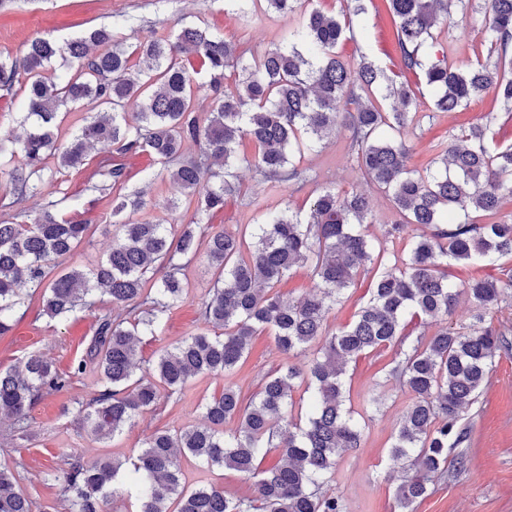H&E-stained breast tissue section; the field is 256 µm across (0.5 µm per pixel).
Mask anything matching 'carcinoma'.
I'll return each instance as SVG.
<instances>
[{"mask_svg": "<svg viewBox=\"0 0 512 512\" xmlns=\"http://www.w3.org/2000/svg\"><path fill=\"white\" fill-rule=\"evenodd\" d=\"M238 11L259 8L282 17L300 16L263 57L243 63L245 50L208 28L180 21L171 35L156 33L132 51L118 29L126 18L90 29L83 37L59 45L50 38L33 40L22 59L0 55V87L17 82L28 88L24 135L10 143L8 160L0 142V173L19 195L43 194L53 186L45 176L53 156L58 170L86 164L88 150L110 142L120 156L147 152L169 179L196 202L191 221L172 227L137 214L145 192L125 193L122 163L99 171L113 189L112 219L119 225L106 258L92 268L72 267L54 275L53 263L69 256L87 237L89 225L72 221L51 201L28 224L0 222V336L12 330V316L24 303L27 287L41 292L43 312L62 321L108 296L119 311L98 319L87 356L97 362L100 378L93 396L78 403L80 426L99 440L113 439L135 424L144 410L170 400L187 383L205 374H232L259 330L274 332L278 346L291 353L323 341L322 355L307 368L290 365L265 381L257 397L244 401L231 384L204 404L199 425L148 436L135 459L69 457L67 467L47 472L58 486L65 512H105L112 484L122 472L137 485L136 512H346L344 500L323 489L338 458L361 447L363 427L346 409L348 363L391 344H403L406 314L433 323L450 318L467 296L480 310L467 331L442 326L428 339L401 352L390 375L398 378L411 402L400 417L390 458L409 464L396 487L401 512L428 494L431 478L467 456L448 459V448L470 439L464 414L487 382L493 359L509 347L505 335L485 323L484 313L499 307L508 281L472 279L456 287L448 265L495 262L512 258V222L478 223L471 212L489 216L512 196V147L492 151L489 123L461 129L462 144L431 158L423 170L407 166L410 148L403 132L418 116L419 89L386 75L363 56L357 64L336 52L355 39L349 24L312 6L313 0H233ZM396 28L400 71L411 73L433 91L435 112H457L486 93L492 105L512 112V0H484V32L495 62H477L456 70L429 60L434 30L452 7L466 0H383ZM199 58L206 85L194 81L186 67ZM72 74L52 70L55 58ZM241 70L228 84L226 71ZM385 86L389 110L370 99ZM209 91L210 109L196 108V94ZM86 99L106 111L84 120L70 140L58 144L55 129L61 109ZM137 109L139 124L128 123L127 109ZM338 129L348 134L358 167L375 189L387 194L401 216L388 225L386 237L406 238L413 225L429 229L409 240L407 258L383 265V254L360 227L372 223V206L364 191L318 190L305 217L285 208L265 215L250 234L208 232V223L239 196L234 173L237 148L245 139L257 153L250 162L256 175L273 186L304 179L295 157L313 151ZM192 143L199 158L176 162ZM207 238L209 265L218 272L212 293L200 304V331L165 350L149 376L134 378L137 337L153 336L161 318L184 302L183 264L191 261L201 238ZM251 242H246V239ZM163 269L160 281L144 288L150 266ZM295 267L309 272L312 291L294 301L272 292ZM376 270L369 302L356 318L335 332L326 330V314L355 284L362 272ZM80 362L63 371L38 353L0 368V415L13 420L25 437L36 400L60 392L83 372ZM314 384L305 424L294 422L295 383ZM237 421L233 430L224 423ZM278 448L281 459L257 472V459ZM191 456L208 466L233 468L254 479L253 494L231 497L224 488L204 485L189 490L181 482L179 457ZM18 462L0 465V512H34V501L20 488Z\"/></svg>", "mask_w": 512, "mask_h": 512, "instance_id": "obj_1", "label": "carcinoma"}]
</instances>
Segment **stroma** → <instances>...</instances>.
Listing matches in <instances>:
<instances>
[{"instance_id": "1", "label": "stroma", "mask_w": 512, "mask_h": 512, "mask_svg": "<svg viewBox=\"0 0 512 512\" xmlns=\"http://www.w3.org/2000/svg\"><path fill=\"white\" fill-rule=\"evenodd\" d=\"M220 32L228 41L247 51L248 58L261 57L277 45L287 27V19L257 11L249 15L236 13L230 0H16L0 10V54L23 57L30 42L49 37L58 42L84 35L90 28L109 25L121 18L134 21L125 30L126 45L136 44L149 31L167 33L178 17ZM356 38L339 45L338 50L351 61L367 55L376 64L398 69L399 52L394 28L385 9H368L353 19ZM436 44L432 57L445 58L449 67L466 68L486 60L490 45L485 40L483 15L468 13L465 18H453L440 23L435 31ZM421 112L425 117L410 125L404 139L411 149L409 164L424 167L434 153L433 144L449 143L458 134L461 124L479 121L493 114L489 143L493 146L512 145V112H495L490 97L471 103L463 112H433L428 104L430 90L421 94ZM111 146L100 145L90 153L87 165L80 170L66 171L61 189L71 194L69 203L78 220L88 224L86 240L70 256L59 259V267L89 268L112 248L116 233L112 225V193L90 190L91 175L97 164L116 161ZM128 179L126 190H144L146 206L143 217L162 222L187 223L193 209L178 185L162 175L161 165L145 153L125 158ZM296 165L308 177L297 187H274L261 182L248 163L238 167L241 198L228 200L223 211L211 220V231L245 229L259 222L268 212L285 208L308 212L315 191L329 186L339 191L365 188L357 162L344 132L326 138L314 152L296 157ZM373 223L363 225L369 239L384 242L385 225L394 223L399 215L389 198L371 191ZM176 209H169V202ZM387 263H394L403 254L405 241L384 242ZM216 272L208 264L205 253H198L184 270L187 285L185 301L163 317L157 335L141 337L138 362L141 367L153 365L159 354L196 332L197 309L212 288ZM373 286L372 275L361 276L345 291L341 303L334 305L326 316L328 329L335 330L351 323L367 302ZM112 308L110 299H102L94 310L80 311L64 321H53L42 313L39 293L26 292L25 302L15 315L14 330L0 338V367L5 368L23 355L36 352L68 369L79 360H86L82 374L74 377L66 390L42 397L30 413L29 440L14 439L10 419L0 417V464L13 465L23 459L26 477L23 491L42 512H64L57 487L46 484L47 470L64 467L68 455L77 454L85 460L101 458L126 460L141 448L146 436L157 430L175 431L199 424L203 405L220 394L225 383L239 387L245 396L259 392L264 379L279 368L293 364L305 367L311 353L280 351L270 331L257 333L241 366L230 376L201 375L185 388L179 402H167L157 410H146L131 428L114 439L100 441L79 427L76 420L78 402L88 400L98 381L94 363L86 359L87 348L95 332L99 314ZM399 356L398 346L379 348L360 356L347 367L346 404L361 411L364 395L376 394L381 402L364 428L361 448L345 453L337 462L336 472L328 488L341 496L347 512H399L395 501L397 474L392 473L389 448L394 440L397 423L410 403V396L390 379L388 373ZM471 426V445L467 450L470 462L464 470L453 471L435 478L428 496L417 503L415 512H512V350L500 351L491 373V382L477 397L466 414ZM182 481L188 488L215 484L225 494L238 497L251 495L252 479L227 468L203 466L192 457L180 460Z\"/></svg>"}]
</instances>
